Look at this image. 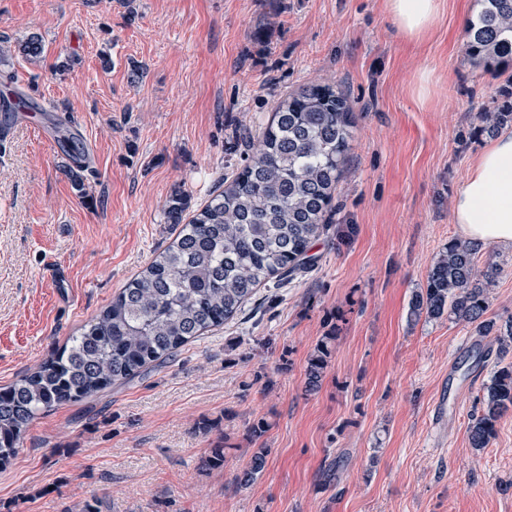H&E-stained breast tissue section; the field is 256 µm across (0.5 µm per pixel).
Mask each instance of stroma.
<instances>
[{
	"label": "stroma",
	"mask_w": 512,
	"mask_h": 512,
	"mask_svg": "<svg viewBox=\"0 0 512 512\" xmlns=\"http://www.w3.org/2000/svg\"><path fill=\"white\" fill-rule=\"evenodd\" d=\"M480 8L442 0L409 38L386 0H0V38L45 45L38 61L0 62V103L38 105L0 119V386L169 245L173 190L203 204L238 129L267 122L288 91L335 81L354 125L314 268L128 385L39 415L0 469V512H512V409L487 448L468 441L495 336L470 369L472 326L409 317L432 259L463 236L452 198L492 141L474 107L512 100V62L476 67L463 50ZM66 132L85 149L79 186ZM479 257L501 267L487 315L505 323L512 247ZM330 332L307 394V359ZM259 418L272 453L240 489ZM225 435L223 466L207 467ZM336 336H322L307 361L304 388L308 393L319 391L331 355V344Z\"/></svg>",
	"instance_id": "35a3bbf8"
}]
</instances>
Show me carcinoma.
Returning <instances> with one entry per match:
<instances>
[{"label":"carcinoma","mask_w":512,"mask_h":512,"mask_svg":"<svg viewBox=\"0 0 512 512\" xmlns=\"http://www.w3.org/2000/svg\"><path fill=\"white\" fill-rule=\"evenodd\" d=\"M464 51L475 66L512 61V0H481L465 27ZM14 49L29 60L44 52L31 35ZM0 39V61L11 55ZM345 95L329 84H309L279 101L271 123L258 133L244 128L241 163L224 174V189L192 216L181 191L164 207L166 223L181 229L137 277L87 322L79 335L10 385L0 388V467L20 451L38 415L67 403L91 401L174 358L182 347L232 321L257 289L307 269L313 243L330 228L336 185L353 140ZM480 131L495 133L512 121L507 111L475 113ZM500 266L480 263L478 248L450 241L430 265L426 287L410 301V315L450 317L475 335L498 337L497 369L484 386L481 410L472 415L469 441L479 451L512 408V319H485ZM333 336H324L307 361L304 388L319 391ZM227 440L216 442L207 463L224 465ZM272 449L253 450L233 476L247 488L265 471Z\"/></svg>","instance_id":"cac0c4a2"}]
</instances>
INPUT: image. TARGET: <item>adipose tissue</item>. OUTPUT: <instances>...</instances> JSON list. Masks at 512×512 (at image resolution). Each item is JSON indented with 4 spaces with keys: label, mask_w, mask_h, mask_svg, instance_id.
<instances>
[{
    "label": "adipose tissue",
    "mask_w": 512,
    "mask_h": 512,
    "mask_svg": "<svg viewBox=\"0 0 512 512\" xmlns=\"http://www.w3.org/2000/svg\"><path fill=\"white\" fill-rule=\"evenodd\" d=\"M399 30L416 38L430 30L440 15V0H387ZM452 216L472 241L512 246V133L488 146L459 186Z\"/></svg>",
    "instance_id": "obj_1"
}]
</instances>
